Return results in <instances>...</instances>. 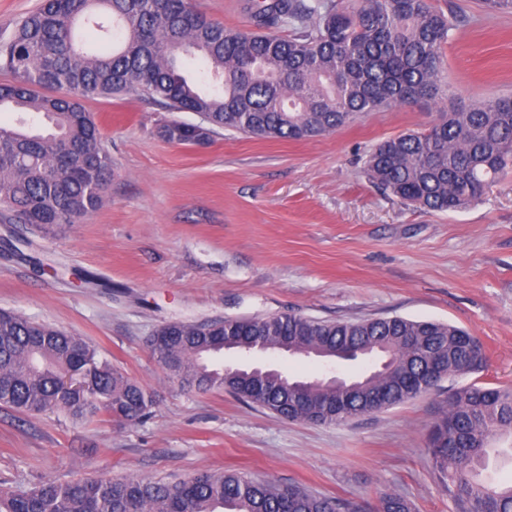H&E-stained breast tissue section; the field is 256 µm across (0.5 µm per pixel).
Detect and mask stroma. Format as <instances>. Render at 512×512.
Returning a JSON list of instances; mask_svg holds the SVG:
<instances>
[{"mask_svg": "<svg viewBox=\"0 0 512 512\" xmlns=\"http://www.w3.org/2000/svg\"><path fill=\"white\" fill-rule=\"evenodd\" d=\"M246 2L195 0L208 18L244 31ZM430 3L466 19L442 48V87L466 103L512 94V15L488 14L482 0ZM84 106L112 159L104 201L83 223L49 233L0 219V236L24 239L29 254H0V309L91 342L153 404L136 422L0 406V486L236 470L368 510L389 491L416 512H458L434 472L430 433L457 389L512 391V168L478 203L426 211L371 183L363 158L384 139L428 128L439 112L432 104L365 112L308 140L217 129L201 145L168 142L158 129L206 125L202 114L172 113L132 92ZM284 313L449 323L475 336L486 359L410 401L320 425L184 386L148 347L171 322ZM253 363L301 379L374 368L275 354Z\"/></svg>", "mask_w": 512, "mask_h": 512, "instance_id": "35a3bbf8", "label": "stroma"}]
</instances>
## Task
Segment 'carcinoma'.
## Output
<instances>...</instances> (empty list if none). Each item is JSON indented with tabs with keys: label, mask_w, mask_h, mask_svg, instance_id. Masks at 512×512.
<instances>
[{
	"label": "carcinoma",
	"mask_w": 512,
	"mask_h": 512,
	"mask_svg": "<svg viewBox=\"0 0 512 512\" xmlns=\"http://www.w3.org/2000/svg\"><path fill=\"white\" fill-rule=\"evenodd\" d=\"M255 30L226 29L192 0H41L0 42V110L19 113L0 126V207L12 224L45 231L80 224L103 202L111 158L83 100L134 91L170 112H198L211 124L260 138L305 140L347 126L364 113L445 99L442 47L460 22L429 0H261L251 6ZM83 23L112 48L76 44ZM288 26L284 39L275 30ZM204 63L200 80L183 62ZM62 88L65 95H47ZM160 136L194 144L206 129L172 121ZM512 167V97L457 102L421 132L376 144L365 157L369 179L399 200L433 211L477 203ZM150 343L169 374L199 390L229 387L240 398L291 421L334 424L371 410L376 399L404 403L446 376L482 363L465 330L403 317L320 322L297 314L224 325L184 323ZM261 339L336 357L382 353L386 365L335 389L279 373H224L207 360ZM152 400L137 382L97 358L80 336L0 311V406L27 413L63 411L83 418L98 410L125 421L145 416ZM512 392L471 384L448 397L433 424L430 455L460 512H512V485L488 480L486 461L512 448ZM0 512H360L347 501L298 485L241 472H200L182 480L82 478L46 480L28 492L0 490ZM375 512H412L402 496L383 492Z\"/></svg>",
	"instance_id": "obj_1"
}]
</instances>
